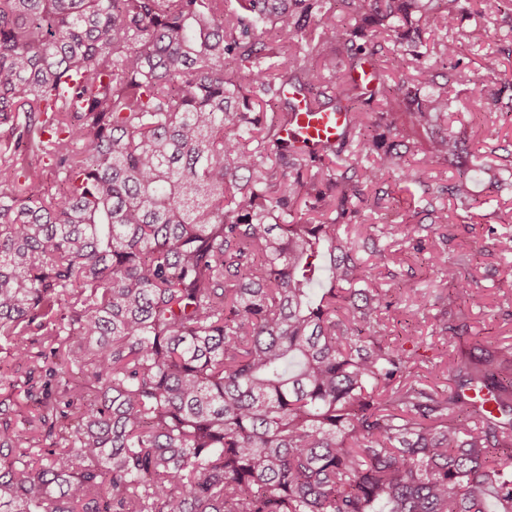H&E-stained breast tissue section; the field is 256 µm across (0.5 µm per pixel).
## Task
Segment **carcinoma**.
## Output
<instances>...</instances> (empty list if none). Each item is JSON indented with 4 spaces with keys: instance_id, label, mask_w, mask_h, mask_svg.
<instances>
[{
    "instance_id": "carcinoma-1",
    "label": "carcinoma",
    "mask_w": 512,
    "mask_h": 512,
    "mask_svg": "<svg viewBox=\"0 0 512 512\" xmlns=\"http://www.w3.org/2000/svg\"><path fill=\"white\" fill-rule=\"evenodd\" d=\"M238 3L0 0V351L26 366L0 512H512V350H458L446 393L407 382L420 345L381 336L347 231L401 117L461 155L413 22L455 29L466 0ZM379 30L417 82L355 77ZM490 80L464 75L473 103ZM290 92L349 115L313 160L280 139ZM433 261L448 307L476 300Z\"/></svg>"
}]
</instances>
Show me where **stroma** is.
Segmentation results:
<instances>
[{
    "instance_id": "obj_1",
    "label": "stroma",
    "mask_w": 512,
    "mask_h": 512,
    "mask_svg": "<svg viewBox=\"0 0 512 512\" xmlns=\"http://www.w3.org/2000/svg\"><path fill=\"white\" fill-rule=\"evenodd\" d=\"M498 5V0H471L458 29L465 46L462 61L438 58L439 72L451 73L458 65L483 66L492 69L494 87L512 83V60L497 54L499 46L512 45V16L499 11ZM487 116L499 132L496 153H489L475 137L468 141V156L460 161L433 158L420 144L410 145L403 152L402 165L425 170L426 184L385 178L378 185L381 202L361 205L355 225L364 238L372 235L376 224L396 229L382 242L389 261L372 270L369 285L387 292L392 303L381 316L385 341L404 347L415 337L423 342L425 361L412 373L417 382L426 383L435 376L440 385H447L458 346L475 352L490 346L512 348V252L502 251L498 243L500 232L512 231V179L492 186L486 175L487 169L498 168L512 152V112L497 110L487 100L482 110H459L445 126L466 129ZM462 164L470 170V187L477 199L469 209L444 192L456 182ZM427 186L434 189V197L424 194ZM433 207L447 209V223H432L429 210ZM438 250L446 252L462 278L470 281L479 295L477 302L449 307L448 283L431 266Z\"/></svg>"
}]
</instances>
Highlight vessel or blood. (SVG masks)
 I'll list each match as a JSON object with an SVG mask.
<instances>
[{
	"instance_id": "vessel-or-blood-1",
	"label": "vessel or blood",
	"mask_w": 512,
	"mask_h": 512,
	"mask_svg": "<svg viewBox=\"0 0 512 512\" xmlns=\"http://www.w3.org/2000/svg\"><path fill=\"white\" fill-rule=\"evenodd\" d=\"M297 112L281 136L294 150L310 158L320 153L323 143L336 140L340 131L348 124L344 112H311L304 101H297Z\"/></svg>"
}]
</instances>
